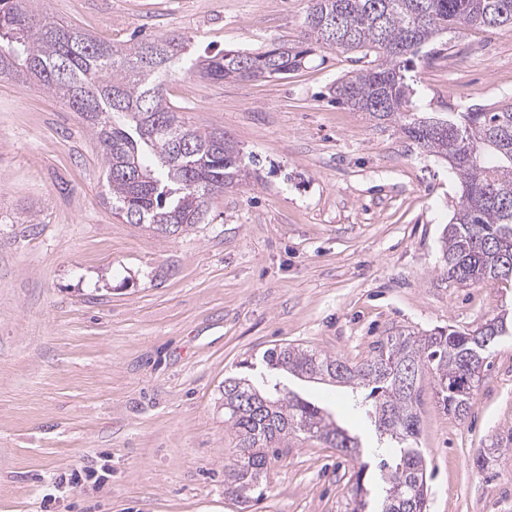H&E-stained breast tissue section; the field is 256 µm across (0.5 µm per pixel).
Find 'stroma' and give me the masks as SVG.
<instances>
[{
  "mask_svg": "<svg viewBox=\"0 0 512 512\" xmlns=\"http://www.w3.org/2000/svg\"><path fill=\"white\" fill-rule=\"evenodd\" d=\"M308 0H49L102 40L166 31L190 56L298 40ZM358 53L318 48L298 70L215 83L180 75L167 96L224 130L254 176L168 236L114 214L90 129L42 89L0 77V512H338L354 460L289 441L260 501L224 492L235 440L224 380L292 344L365 359L401 330L474 327L512 314V282L441 277L460 201L447 162L336 105ZM413 111L512 104V27H469L423 46ZM288 388L377 444L348 388ZM428 512H512V332L490 353L469 415L420 388ZM506 447L474 463L492 441ZM81 466L105 480L60 479Z\"/></svg>",
  "mask_w": 512,
  "mask_h": 512,
  "instance_id": "1",
  "label": "stroma"
}]
</instances>
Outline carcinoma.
<instances>
[{
  "label": "carcinoma",
  "instance_id": "obj_1",
  "mask_svg": "<svg viewBox=\"0 0 512 512\" xmlns=\"http://www.w3.org/2000/svg\"><path fill=\"white\" fill-rule=\"evenodd\" d=\"M502 25H512V0H310L301 40L193 60L186 36L112 43L54 20L46 0H0V76L34 81L64 101L96 135L112 210L130 224L175 235L201 223L211 197L245 182L249 171L224 130L201 132L186 123L184 108L166 97L168 78L196 74L220 83L271 68L278 77L300 68L316 47L373 52L369 65L336 82L333 97L380 125L396 124L448 162L460 202L443 231L442 276L460 287L512 280V104L419 116L409 111L406 73L420 48L441 34ZM506 326L493 317L474 329L402 331L356 363L300 346L265 352L272 370L350 387L355 407L391 443L375 465L361 462L350 475L343 512H366L373 491L382 498L380 512H426L419 381L428 378L443 408L465 419L480 378L469 365L486 361ZM224 423L235 439V454L224 464L225 492L238 498L263 496L268 465L293 438L350 458L360 454L359 439L324 408L246 377L224 379Z\"/></svg>",
  "mask_w": 512,
  "mask_h": 512
}]
</instances>
